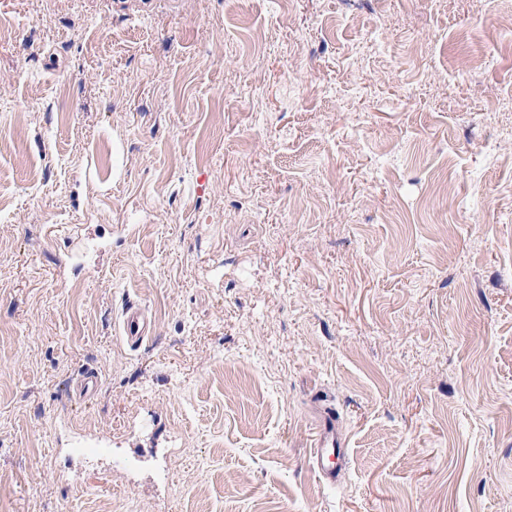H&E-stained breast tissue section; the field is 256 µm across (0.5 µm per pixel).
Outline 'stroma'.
<instances>
[{
    "label": "stroma",
    "mask_w": 512,
    "mask_h": 512,
    "mask_svg": "<svg viewBox=\"0 0 512 512\" xmlns=\"http://www.w3.org/2000/svg\"><path fill=\"white\" fill-rule=\"evenodd\" d=\"M0 512H512V0H0ZM123 335L128 343L138 344L146 337L149 324L144 310L137 305H127L123 312ZM344 457L341 444L336 434V425L331 415L323 417L319 422V433L312 454V464L321 470L329 479L336 478V469L326 461L340 460Z\"/></svg>",
    "instance_id": "obj_1"
}]
</instances>
